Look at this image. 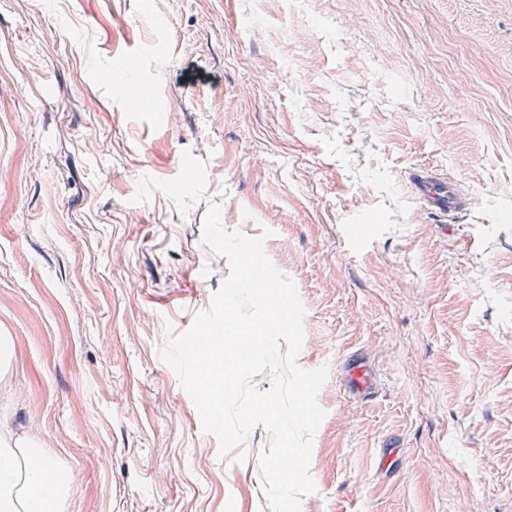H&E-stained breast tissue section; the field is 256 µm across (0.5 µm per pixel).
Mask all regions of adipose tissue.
<instances>
[{"mask_svg":"<svg viewBox=\"0 0 512 512\" xmlns=\"http://www.w3.org/2000/svg\"><path fill=\"white\" fill-rule=\"evenodd\" d=\"M70 481L34 433L0 434V512H63Z\"/></svg>","mask_w":512,"mask_h":512,"instance_id":"ef3b65f1","label":"adipose tissue"}]
</instances>
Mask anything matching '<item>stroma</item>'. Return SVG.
Masks as SVG:
<instances>
[{
    "label": "stroma",
    "mask_w": 512,
    "mask_h": 512,
    "mask_svg": "<svg viewBox=\"0 0 512 512\" xmlns=\"http://www.w3.org/2000/svg\"><path fill=\"white\" fill-rule=\"evenodd\" d=\"M419 164L476 200L447 234ZM213 202L269 230L328 370L301 512H512V0H0V428L65 512H270V430L220 453L160 357L230 274ZM340 378L343 392L349 397L371 400L378 393L375 368L362 352H353L343 359Z\"/></svg>",
    "instance_id": "1"
}]
</instances>
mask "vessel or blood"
<instances>
[{"mask_svg":"<svg viewBox=\"0 0 512 512\" xmlns=\"http://www.w3.org/2000/svg\"><path fill=\"white\" fill-rule=\"evenodd\" d=\"M406 181L420 213L439 221L466 213L475 204L474 198L463 191L460 182L439 168L428 165L412 167L406 174ZM340 378L347 396L369 400L378 392L375 368L362 352H353L343 359Z\"/></svg>","mask_w":512,"mask_h":512,"instance_id":"obj_1","label":"vessel or blood"}]
</instances>
